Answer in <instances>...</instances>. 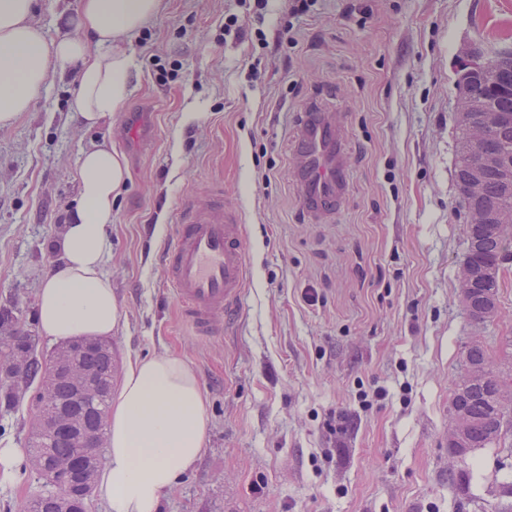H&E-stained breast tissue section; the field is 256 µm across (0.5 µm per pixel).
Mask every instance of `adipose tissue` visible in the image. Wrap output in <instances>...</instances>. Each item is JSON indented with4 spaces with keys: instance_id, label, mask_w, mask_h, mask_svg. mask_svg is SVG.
I'll use <instances>...</instances> for the list:
<instances>
[{
    "instance_id": "adipose-tissue-1",
    "label": "adipose tissue",
    "mask_w": 512,
    "mask_h": 512,
    "mask_svg": "<svg viewBox=\"0 0 512 512\" xmlns=\"http://www.w3.org/2000/svg\"><path fill=\"white\" fill-rule=\"evenodd\" d=\"M35 0H0V126L30 111L50 71L73 69L70 110L93 129L121 111L131 90L124 43L156 18L164 0H80L86 38H47L31 20ZM128 177L111 146L84 148L74 174L79 196L54 241L58 258L43 274L37 326L53 342L112 336L121 312L105 274L112 208ZM209 415L191 366L170 354L135 357L125 367L106 425L99 496L108 512H158L162 496L191 471L206 444Z\"/></svg>"
}]
</instances>
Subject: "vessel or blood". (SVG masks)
<instances>
[{
  "instance_id": "vessel-or-blood-1",
  "label": "vessel or blood",
  "mask_w": 512,
  "mask_h": 512,
  "mask_svg": "<svg viewBox=\"0 0 512 512\" xmlns=\"http://www.w3.org/2000/svg\"><path fill=\"white\" fill-rule=\"evenodd\" d=\"M338 133L318 113L311 115L301 133L304 198L320 212L332 209L347 187L346 162L335 146ZM178 222L179 232L165 252L168 280L193 331L212 336L218 316L239 306L247 282L242 218L225 205L223 194L215 193L183 204Z\"/></svg>"
}]
</instances>
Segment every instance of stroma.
<instances>
[{
	"mask_svg": "<svg viewBox=\"0 0 512 512\" xmlns=\"http://www.w3.org/2000/svg\"><path fill=\"white\" fill-rule=\"evenodd\" d=\"M165 0L127 41L132 90L109 125L72 120L71 71L0 127V310L36 329L50 242L77 198L83 148L111 143L129 180L112 210L105 271L121 310L113 379L130 357L171 353L209 411L196 467L159 512H502L512 424L448 479V405L472 341L512 371V262L498 313L459 296L467 223L454 179L457 77L471 40L512 44V0ZM78 0H36L48 37L81 36ZM235 20L244 37L224 31ZM338 114L344 197L302 199L299 128ZM149 137L130 148L133 122ZM223 189L240 213L248 283L221 335H195L167 279L180 206ZM32 391L0 415V446L27 447ZM47 483L18 471L0 512Z\"/></svg>",
	"mask_w": 512,
	"mask_h": 512,
	"instance_id": "obj_1",
	"label": "stroma"
}]
</instances>
